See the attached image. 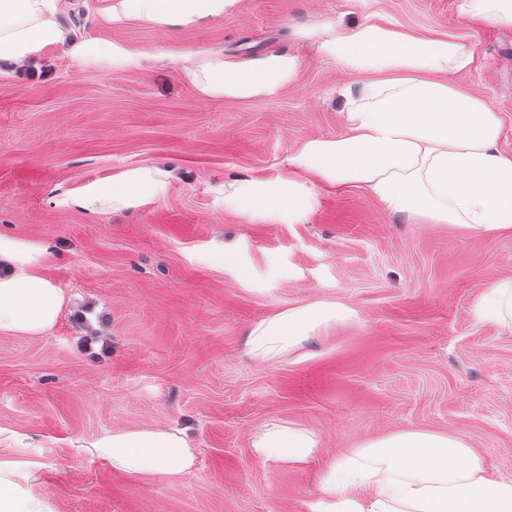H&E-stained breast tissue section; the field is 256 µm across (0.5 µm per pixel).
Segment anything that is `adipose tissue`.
<instances>
[{
    "mask_svg": "<svg viewBox=\"0 0 512 512\" xmlns=\"http://www.w3.org/2000/svg\"><path fill=\"white\" fill-rule=\"evenodd\" d=\"M236 0H107L102 12L113 27L133 22L192 29L223 17ZM59 0H0V59L42 55L63 43ZM319 52L360 80L343 86L345 131L312 138L289 156L291 176L254 178L226 185L224 200L251 213H287L300 220L316 190L358 187L384 210L415 224H445L495 238L512 236V151L502 148L503 120L482 95L459 87L473 54L462 44L397 29L384 16L345 25L302 29ZM75 58L84 65L134 68L139 54L121 40L88 39ZM184 80L199 96L251 100L274 96L298 83L300 63L287 53L255 57L194 53L184 57ZM169 174L137 167L61 193L60 208L95 216L140 209L164 198ZM42 250L0 236V333L40 336L65 315L62 288L37 271ZM484 323L512 319V280L486 286L474 308ZM354 309L316 302L283 309L255 325L251 355L277 361L310 337L354 321ZM263 461L299 468L320 448L305 427L272 421L252 441ZM93 459L134 476H178L195 454L182 431L168 427L117 430L85 446ZM310 512H512V480H497L459 434L398 430L369 439L332 459Z\"/></svg>",
    "mask_w": 512,
    "mask_h": 512,
    "instance_id": "ef3b65f1",
    "label": "adipose tissue"
}]
</instances>
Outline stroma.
<instances>
[{
    "mask_svg": "<svg viewBox=\"0 0 512 512\" xmlns=\"http://www.w3.org/2000/svg\"><path fill=\"white\" fill-rule=\"evenodd\" d=\"M463 0H239L190 30L108 25L102 0H63L64 43L32 60L35 77L0 60V236L42 247L40 274L70 299L31 338L0 333V451L37 512H309L328 460L397 430L464 436L488 473L512 480V328L477 321L489 283L512 278V237L410 224L357 188L317 190L299 222L224 202L234 180L287 175L303 141L343 131L338 89L355 82L297 35L316 22L380 14L474 52L458 75L501 113L512 150V28L472 26ZM93 37L126 41L133 69L82 66ZM297 55L299 82L259 100L205 99L184 56ZM171 173L169 194L138 211L95 217L57 206L61 191L125 169ZM318 301L359 313L261 362L250 329ZM106 316L112 348L76 338L85 307ZM282 420L315 431L301 469L257 459L254 434ZM171 426L196 451L174 480L140 479L81 454L115 430Z\"/></svg>",
    "mask_w": 512,
    "mask_h": 512,
    "instance_id": "1",
    "label": "stroma"
}]
</instances>
